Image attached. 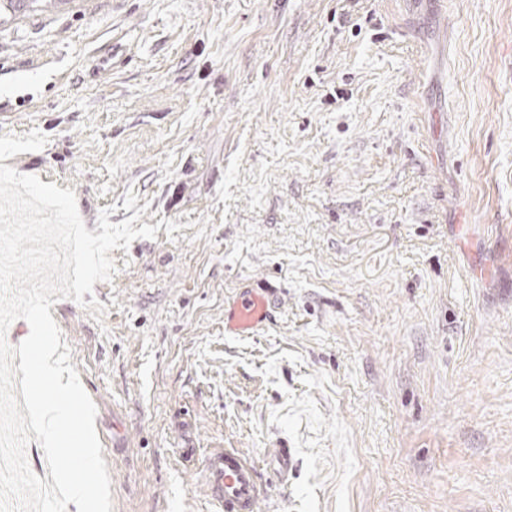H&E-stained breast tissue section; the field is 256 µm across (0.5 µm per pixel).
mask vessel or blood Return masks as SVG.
I'll return each instance as SVG.
<instances>
[{
    "instance_id": "b4317fda",
    "label": "vessel or blood",
    "mask_w": 512,
    "mask_h": 512,
    "mask_svg": "<svg viewBox=\"0 0 512 512\" xmlns=\"http://www.w3.org/2000/svg\"><path fill=\"white\" fill-rule=\"evenodd\" d=\"M268 298L253 288L245 289L233 301L224 317L225 331L244 335L266 320ZM214 512H256L261 496L255 462L238 449L212 454L205 468Z\"/></svg>"
}]
</instances>
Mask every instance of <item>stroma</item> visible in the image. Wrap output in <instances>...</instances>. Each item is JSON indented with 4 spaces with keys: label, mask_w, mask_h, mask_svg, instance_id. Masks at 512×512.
<instances>
[{
    "label": "stroma",
    "mask_w": 512,
    "mask_h": 512,
    "mask_svg": "<svg viewBox=\"0 0 512 512\" xmlns=\"http://www.w3.org/2000/svg\"><path fill=\"white\" fill-rule=\"evenodd\" d=\"M7 160L157 229L50 309L112 512H211L224 448L258 512H512V0H54L0 25ZM265 294L254 288H246L224 316V331L236 335L253 332L269 313L268 297ZM205 472L214 512H256L261 489L253 460L224 448L208 458Z\"/></svg>",
    "instance_id": "35a3bbf8"
}]
</instances>
